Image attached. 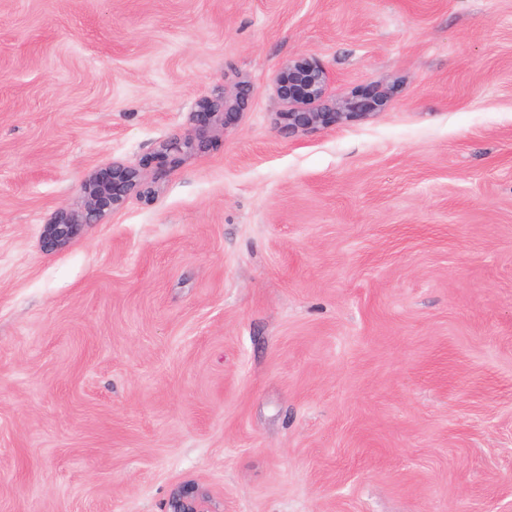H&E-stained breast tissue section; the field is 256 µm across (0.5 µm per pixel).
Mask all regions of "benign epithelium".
<instances>
[{"mask_svg":"<svg viewBox=\"0 0 512 512\" xmlns=\"http://www.w3.org/2000/svg\"><path fill=\"white\" fill-rule=\"evenodd\" d=\"M327 83V72L316 58L299 55L285 62L275 77L276 93L289 106L288 111L278 113L280 128L294 134L361 120L375 114L389 99L384 89L372 94L355 93L329 105L324 103ZM248 92L247 85L239 83L221 103L201 101L198 116L204 121L203 128L194 137L162 143L158 150L161 161L176 164L182 155L201 146L209 130L224 127L227 119L242 109ZM144 193L145 176L137 168L114 163L89 173L80 207L60 208L43 225L44 245L50 249L67 246L84 226L97 223L129 196ZM167 512H211L209 497L195 484H182L172 491Z\"/></svg>","mask_w":512,"mask_h":512,"instance_id":"7a95c632","label":"benign epithelium"}]
</instances>
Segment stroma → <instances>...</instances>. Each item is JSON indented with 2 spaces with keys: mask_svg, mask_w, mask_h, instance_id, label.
<instances>
[{
  "mask_svg": "<svg viewBox=\"0 0 512 512\" xmlns=\"http://www.w3.org/2000/svg\"><path fill=\"white\" fill-rule=\"evenodd\" d=\"M303 54L327 99L394 93L286 134ZM115 162L151 200L45 250ZM186 481L214 512H512V0H0V512ZM249 89L244 82L235 86L234 91L224 96L222 103L209 100H202L199 103L197 118L201 117L204 121L202 129L195 137H187L183 140L163 142L158 150L160 162H169L176 164L181 160L182 155L190 152L196 146H202L210 129L224 128L227 119L239 112L245 104Z\"/></svg>",
  "mask_w": 512,
  "mask_h": 512,
  "instance_id": "obj_1",
  "label": "stroma"
}]
</instances>
